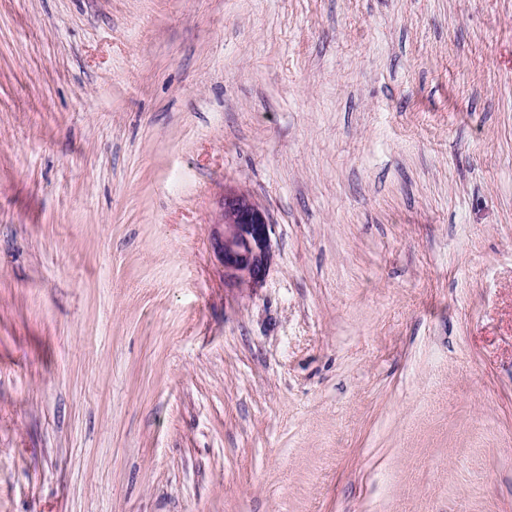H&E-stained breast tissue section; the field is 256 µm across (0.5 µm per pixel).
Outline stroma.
Instances as JSON below:
<instances>
[{
	"instance_id": "1",
	"label": "stroma",
	"mask_w": 512,
	"mask_h": 512,
	"mask_svg": "<svg viewBox=\"0 0 512 512\" xmlns=\"http://www.w3.org/2000/svg\"><path fill=\"white\" fill-rule=\"evenodd\" d=\"M0 512H512V0H0ZM221 224L224 280L240 287H261L272 260L274 226L268 213L250 193L229 186L224 189Z\"/></svg>"
}]
</instances>
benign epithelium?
Returning a JSON list of instances; mask_svg holds the SVG:
<instances>
[{
	"mask_svg": "<svg viewBox=\"0 0 512 512\" xmlns=\"http://www.w3.org/2000/svg\"><path fill=\"white\" fill-rule=\"evenodd\" d=\"M222 224L224 280L240 287H261L272 260L274 225L268 213L250 193L229 186L224 188Z\"/></svg>",
	"mask_w": 512,
	"mask_h": 512,
	"instance_id": "benign-epithelium-1",
	"label": "benign epithelium"
}]
</instances>
